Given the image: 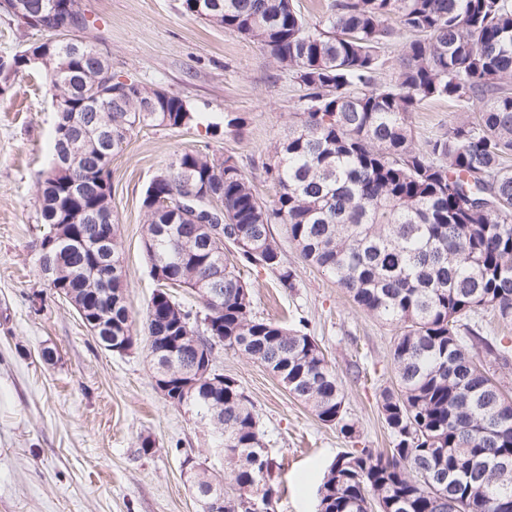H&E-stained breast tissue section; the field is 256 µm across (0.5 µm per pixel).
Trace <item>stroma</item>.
<instances>
[{"instance_id":"1","label":"stroma","mask_w":512,"mask_h":512,"mask_svg":"<svg viewBox=\"0 0 512 512\" xmlns=\"http://www.w3.org/2000/svg\"><path fill=\"white\" fill-rule=\"evenodd\" d=\"M80 4L89 20L84 37L108 52L116 76L179 95L201 122L144 128L112 159V214L134 329L132 349L117 354L98 345L36 264L46 231L38 176L50 166L57 119L45 74L27 70L0 92V512H200L184 456L218 472L224 461L207 430L155 387L143 323L156 284L143 247L141 198L175 154L205 146L233 157L258 196L272 200L265 168L297 119L302 92L259 44L187 14L184 0ZM228 114L243 118L239 132L206 133V123ZM460 116L448 102L429 101L408 125L419 141ZM273 234L295 286L281 287L278 272L249 269L254 312L291 327L307 320L342 384L357 435L345 438L319 422L245 355L218 351L215 367L237 381L259 414L274 460L273 512H316L318 487L338 455L391 446L377 399L393 381L395 329L305 262L285 225H274ZM46 348L55 352L53 363L40 356ZM146 437L154 443L147 454L140 450Z\"/></svg>"}]
</instances>
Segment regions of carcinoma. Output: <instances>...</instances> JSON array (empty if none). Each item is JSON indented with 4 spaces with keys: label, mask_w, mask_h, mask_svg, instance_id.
Segmentation results:
<instances>
[{
    "label": "carcinoma",
    "mask_w": 512,
    "mask_h": 512,
    "mask_svg": "<svg viewBox=\"0 0 512 512\" xmlns=\"http://www.w3.org/2000/svg\"><path fill=\"white\" fill-rule=\"evenodd\" d=\"M40 30L72 43L89 25L79 0ZM192 16L261 45L303 90L299 120L288 128L265 174L278 187L267 203L232 157L208 149L175 155L148 195L145 253L157 289L144 331L155 385L165 401L190 412L217 436L224 473L195 462L187 481L198 501L224 497V512H271L274 462L255 407L237 381L207 370L219 349L265 366L325 425L351 438L344 394L306 322L288 328L253 314L246 268L279 272L293 288L272 225L283 224L301 258L333 277L369 315L396 329L395 384L379 408L392 448L339 455L318 488L317 512H512V395L486 364H512V338L484 334L477 316L512 323V0H334L318 20L292 0H184ZM406 36L399 67L378 83L384 48ZM73 80L46 74L63 99L58 126L76 116L112 122V152L95 141L76 146L78 182L42 173L40 215L64 238L45 259L55 292L79 308L83 323L110 328L133 347L119 226L112 245L103 225L75 224L70 211L112 207L110 163L144 127L181 129L199 116L180 96L135 82L129 94L97 112L115 87L112 64L72 54ZM446 100L478 117L413 140L407 120L421 104ZM190 184L198 205L214 199L223 237L187 214L163 210ZM242 242L228 257L230 237ZM198 296L193 309L179 290ZM212 328H207L206 323ZM191 386L183 383L188 372Z\"/></svg>",
    "instance_id": "1"
}]
</instances>
